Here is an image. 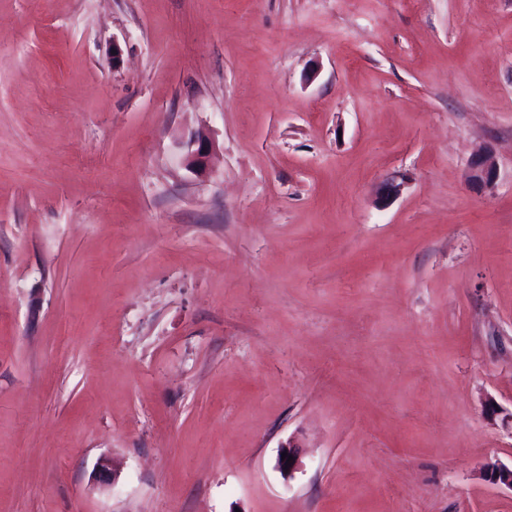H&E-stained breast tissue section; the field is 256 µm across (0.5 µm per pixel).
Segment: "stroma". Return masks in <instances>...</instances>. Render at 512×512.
Masks as SVG:
<instances>
[{"label": "stroma", "instance_id": "stroma-1", "mask_svg": "<svg viewBox=\"0 0 512 512\" xmlns=\"http://www.w3.org/2000/svg\"><path fill=\"white\" fill-rule=\"evenodd\" d=\"M510 412L512 0H0V512H512ZM190 147L187 154V166L194 172H204L214 150L213 141L207 134L199 132L191 139ZM495 177L496 163L490 154L478 155L472 160L469 179L473 184L489 186ZM281 452L278 455L276 461V469L281 474L284 480H291L295 477V474L298 473L302 468V461L300 454L296 448H300L295 443H288V446L281 447ZM287 452V456L285 459H282V453ZM289 456H293V460L290 461V464H287V460Z\"/></svg>", "mask_w": 512, "mask_h": 512}]
</instances>
